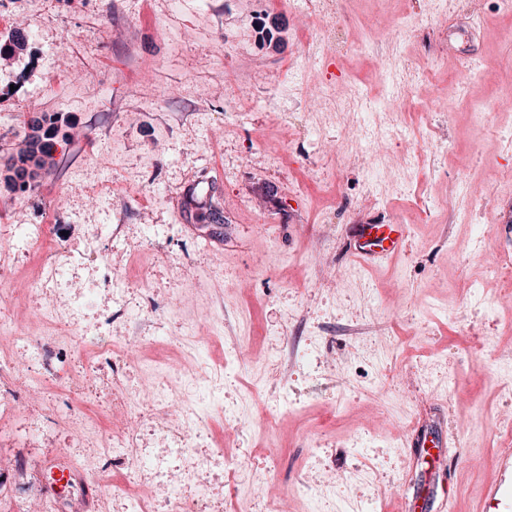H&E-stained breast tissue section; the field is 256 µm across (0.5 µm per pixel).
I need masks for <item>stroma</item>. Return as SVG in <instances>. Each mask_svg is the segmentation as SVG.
Masks as SVG:
<instances>
[{
    "label": "stroma",
    "mask_w": 512,
    "mask_h": 512,
    "mask_svg": "<svg viewBox=\"0 0 512 512\" xmlns=\"http://www.w3.org/2000/svg\"><path fill=\"white\" fill-rule=\"evenodd\" d=\"M16 32L25 50L0 60V328L23 316L27 340L0 374V512H128L112 485L142 460L191 512H273L279 496L288 512H402L427 470L413 441L433 424L439 497L488 512L512 435V235L495 224L512 215V13L0 0V43ZM333 34L343 53L326 49ZM325 87L377 109L324 111ZM44 113L63 119L51 164L7 184ZM364 123L385 130L380 152ZM357 224L406 225L405 252L353 259ZM488 253L502 276L486 275ZM130 337L137 357L114 377L97 348ZM172 394L196 415L189 482ZM123 413L128 459L111 446ZM239 462L272 487L238 481ZM62 468L82 502L51 488Z\"/></svg>",
    "instance_id": "obj_1"
}]
</instances>
